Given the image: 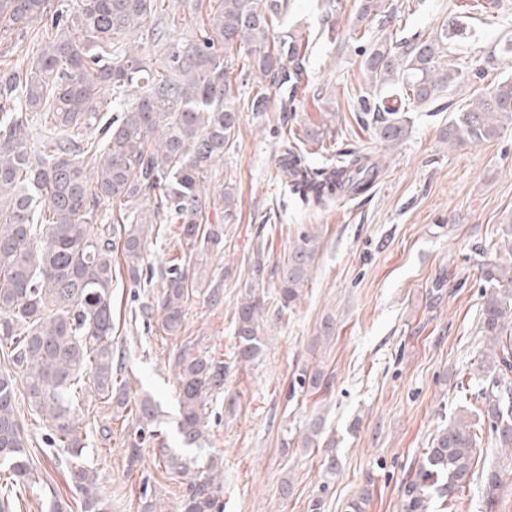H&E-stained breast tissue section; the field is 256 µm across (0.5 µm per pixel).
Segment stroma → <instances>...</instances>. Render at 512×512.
Segmentation results:
<instances>
[{
  "label": "stroma",
  "mask_w": 512,
  "mask_h": 512,
  "mask_svg": "<svg viewBox=\"0 0 512 512\" xmlns=\"http://www.w3.org/2000/svg\"><path fill=\"white\" fill-rule=\"evenodd\" d=\"M392 25L403 35L431 33L452 20L468 0H392ZM358 0H288V28L309 38L308 81L298 94L297 119L317 122L323 109L352 115L372 89L359 71L365 43L380 33L370 27L365 42L345 38ZM471 36L457 55L486 58L487 80L453 90L459 104L485 91L488 80L512 75V0H491L487 11L467 10ZM245 107L233 145L212 162L206 183L213 205L215 238L185 246L176 224L156 225L140 284L126 275L112 281V350L131 397H154L169 447H181L174 362L180 352L224 359L230 371L224 392L212 404L208 455L219 463L217 512H346L368 494L366 512H403L404 489L439 429L458 408L478 409L479 467L499 477L494 508H487L483 478L458 493L455 512H512V447H499L482 395L479 368L483 338L479 267L506 260L504 227L512 224V131L481 144L448 148L441 131L451 112L423 107L411 112L400 143L377 146L387 167L370 196L341 200L324 210L297 204L276 165V132L282 114L248 109L255 78L239 81ZM232 179L237 215L224 221V181ZM320 236L319 253L300 300L279 312L276 290L265 286L264 341L260 360L236 363L234 314L245 297L251 263L264 252L268 267L281 263L302 229ZM183 256L191 277L218 286L212 303L203 289L185 306L184 330L168 336L157 321L138 316L161 293L160 272ZM448 279L441 296L432 286ZM336 319L323 338L322 321ZM313 364L330 376L329 390L292 393L297 366ZM33 434L28 452L35 486L17 512H51L53 499L76 500L65 465L55 463L42 422L28 403L20 405ZM80 424L90 458L109 495L110 512H142L152 497L158 512H177L186 484L160 465L153 452L127 467L125 436L133 422H110L93 389L79 397ZM324 419L320 447H304L311 421ZM111 435H103V425ZM334 455L338 470L325 481L321 463ZM293 493L281 498L280 483ZM320 510H313V503Z\"/></svg>",
  "instance_id": "stroma-1"
}]
</instances>
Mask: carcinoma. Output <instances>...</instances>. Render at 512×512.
Returning a JSON list of instances; mask_svg holds the SVG:
<instances>
[{"mask_svg": "<svg viewBox=\"0 0 512 512\" xmlns=\"http://www.w3.org/2000/svg\"><path fill=\"white\" fill-rule=\"evenodd\" d=\"M168 0H0V40L23 38L40 21L32 56L21 66L0 54V348L14 370L0 371V512L34 485L28 437L16 406V376L24 379L29 406L51 443L67 453L69 481L81 512H108L97 471L85 460L87 436L80 426L75 393L90 384L117 417L137 423L127 437L126 462L143 460L146 438L156 437L155 401L135 402L118 378L112 356V253L116 241L126 276L140 283L145 252L155 224H179L185 244L209 240L210 203L201 192L209 164L224 155L239 128V88L229 78L236 61L274 89L283 112H295L296 90L307 76L303 45L282 23L288 0H178L188 13L205 14L191 35L167 21ZM395 5L361 0L350 34L360 41L363 23L385 30L362 52L360 68L370 86L396 87L410 107L452 102L443 93L473 76L479 61L448 62V24L431 34L399 37L386 30ZM267 87V88H269ZM262 86L251 100L254 112L270 97ZM354 113L358 126L388 146L408 133L406 111L378 97L363 96ZM335 112L278 137V168L302 207L322 210L341 199L370 194L382 174L373 147L338 143ZM41 132L27 147V132ZM512 128V77L456 110L442 142L458 146L496 138ZM161 134L154 139L155 134ZM306 138L330 154V164L313 167ZM117 203L110 217L103 206ZM231 181L224 182V222L236 218ZM320 237L302 232L287 258L273 271L280 310L297 303L308 285ZM266 262L251 264L248 298L235 314L237 363L259 360ZM487 291L480 308L485 338L480 368L490 379L491 427L503 447L512 446V260L481 267ZM196 282L179 257L161 272L157 305L146 306L169 336L182 332L184 308ZM178 433L203 451L214 397L224 391L229 366L210 355L182 353L175 361ZM329 383L319 367L293 376L291 394ZM467 414L449 419L418 461L405 487L404 512H422L434 494L446 508L456 502L474 474L481 436ZM159 457L185 477L180 512H213L221 490L215 458L196 468L197 458L162 445Z\"/></svg>", "mask_w": 512, "mask_h": 512, "instance_id": "1", "label": "carcinoma"}]
</instances>
